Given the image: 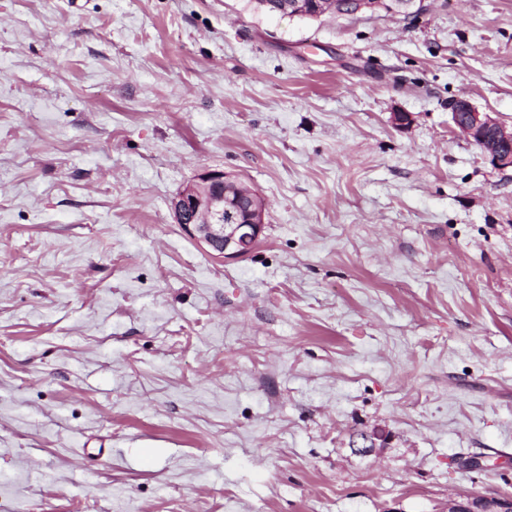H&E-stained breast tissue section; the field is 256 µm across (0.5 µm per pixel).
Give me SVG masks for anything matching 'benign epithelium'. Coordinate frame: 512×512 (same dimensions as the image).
<instances>
[{"mask_svg": "<svg viewBox=\"0 0 512 512\" xmlns=\"http://www.w3.org/2000/svg\"><path fill=\"white\" fill-rule=\"evenodd\" d=\"M425 0H282L280 11L290 17L354 15L383 8L393 14H408L424 8ZM453 129L478 145L490 163L512 168V126L488 112L478 111L465 97L448 102ZM175 223L207 251L224 258L243 255L255 244L264 228L266 201L255 189L236 181L222 170L199 174L173 197ZM448 512H512V497L479 500L465 497L448 502Z\"/></svg>", "mask_w": 512, "mask_h": 512, "instance_id": "benign-epithelium-1", "label": "benign epithelium"}]
</instances>
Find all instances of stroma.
I'll use <instances>...</instances> for the list:
<instances>
[{
	"label": "stroma",
	"mask_w": 512,
	"mask_h": 512,
	"mask_svg": "<svg viewBox=\"0 0 512 512\" xmlns=\"http://www.w3.org/2000/svg\"><path fill=\"white\" fill-rule=\"evenodd\" d=\"M456 97L512 125V0H0V512L512 496V169ZM208 170L244 256L173 220ZM280 11L295 17L297 15H313L316 18L324 15L342 16L354 15L365 10L383 8L393 14H409L413 8L416 11L423 10L425 0H313V5H308L309 0H281ZM279 0H267L264 7L266 14L280 15ZM305 17V16H297ZM308 18V17H305ZM448 111L453 129L478 145L494 167L512 168V126L479 112L464 97L450 100ZM221 170L199 174L173 197L174 221L208 252L226 258L243 255L264 228L266 201L255 189Z\"/></svg>",
	"instance_id": "stroma-1"
}]
</instances>
